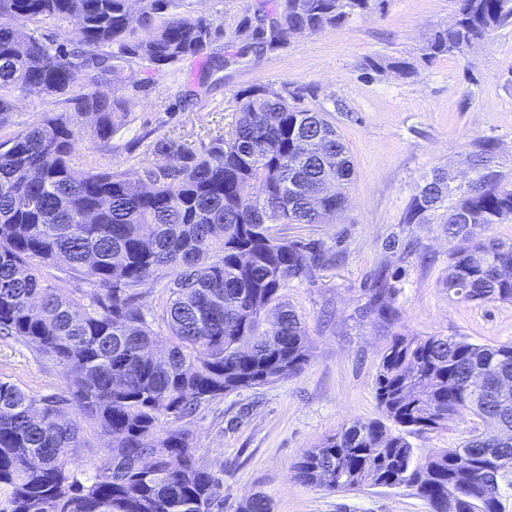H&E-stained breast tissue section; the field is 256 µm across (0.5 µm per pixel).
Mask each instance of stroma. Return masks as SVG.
<instances>
[{
	"label": "stroma",
	"instance_id": "35a3bbf8",
	"mask_svg": "<svg viewBox=\"0 0 512 512\" xmlns=\"http://www.w3.org/2000/svg\"><path fill=\"white\" fill-rule=\"evenodd\" d=\"M258 2L187 0L192 15L221 29L211 47L218 54ZM454 12L453 0H376L372 10L336 28L290 36L281 48L247 54L208 74L197 60L151 74L127 72L120 92L130 99V112L111 151L89 143L82 148L93 165L137 178L155 137L208 144L230 130L236 93L265 84L304 90L306 105L329 112L349 152L354 175L340 218L279 227L285 237L317 240L336 254L330 265L282 290L308 327V364L272 384L215 400L190 424L198 464L224 478L223 512H237L254 495L265 496L271 512H431L404 485L330 492L300 483L291 466L341 427L380 419L376 373L396 335L512 341V304L449 298L442 286L447 238L438 225L401 221L422 176L436 166L461 174L478 139L497 142L499 166L512 176V86L506 83L512 77V25L466 54L421 63L425 37L452 24ZM390 58L417 62V75L366 67L368 60ZM65 108L60 99L22 95L0 125V141ZM382 271L397 292L398 315L391 321L363 314ZM0 378L40 398L66 389L60 366L12 339H0ZM477 425L472 417L458 419L409 440L425 455L463 441Z\"/></svg>",
	"mask_w": 512,
	"mask_h": 512
}]
</instances>
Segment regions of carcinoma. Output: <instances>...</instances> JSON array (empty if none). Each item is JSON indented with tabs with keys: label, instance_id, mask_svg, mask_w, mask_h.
<instances>
[{
	"label": "carcinoma",
	"instance_id": "cac0c4a2",
	"mask_svg": "<svg viewBox=\"0 0 512 512\" xmlns=\"http://www.w3.org/2000/svg\"><path fill=\"white\" fill-rule=\"evenodd\" d=\"M371 0H265L239 21L224 55L207 53L221 29L183 11L185 0H0V125L19 96L36 91L70 104L0 143V337L34 343L64 371L66 394L38 398L0 380V512H214L223 482L200 467L186 425L226 394L291 376L308 361L305 320L287 282L329 260L314 240H288L279 224H325L344 211L353 177L347 148L303 91L253 85L236 94L224 138L199 150L158 138L139 177L79 163L84 141L112 148L126 123L118 94L127 69L149 73L203 58L220 70L297 32L335 28ZM78 18L77 48L54 50L24 34L35 22ZM512 23V0H455L454 21L433 29L421 61L463 54ZM375 71L417 73L405 60ZM112 77V94L69 96L74 73ZM480 141L466 157L474 180L448 188L435 168L409 200L404 224H437L451 245L442 287L467 302L512 303V238L481 231L512 221V188ZM179 167L161 169L171 155ZM64 265L93 286L89 303L59 293L38 264ZM171 270L152 319L140 304L155 273ZM386 280L369 312L394 313ZM158 323L161 330L153 328ZM512 342L396 336L376 376L382 422L354 423L293 463L297 479L327 490L408 485L432 512H502L512 487ZM470 416L451 448L418 455L407 435ZM184 423L164 430L162 420ZM112 441L81 479L73 468L83 423ZM238 512H271L254 496Z\"/></svg>",
	"mask_w": 512,
	"mask_h": 512
}]
</instances>
